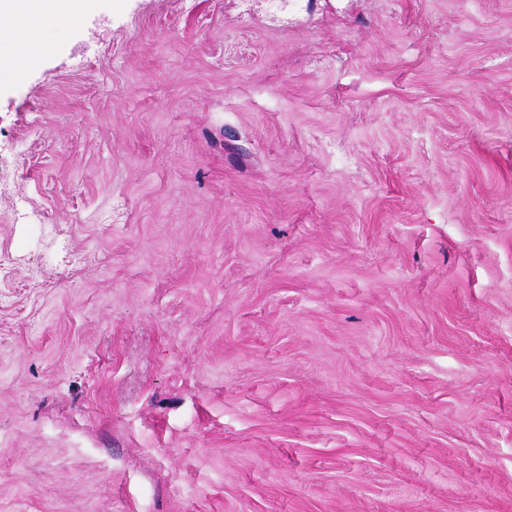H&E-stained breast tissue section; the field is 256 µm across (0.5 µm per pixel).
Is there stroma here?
I'll return each instance as SVG.
<instances>
[{
	"mask_svg": "<svg viewBox=\"0 0 512 512\" xmlns=\"http://www.w3.org/2000/svg\"><path fill=\"white\" fill-rule=\"evenodd\" d=\"M267 11L0 86V512H512V0Z\"/></svg>",
	"mask_w": 512,
	"mask_h": 512,
	"instance_id": "35a3bbf8",
	"label": "stroma"
}]
</instances>
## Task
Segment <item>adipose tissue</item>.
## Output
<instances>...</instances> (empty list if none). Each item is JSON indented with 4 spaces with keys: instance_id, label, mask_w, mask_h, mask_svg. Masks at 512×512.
<instances>
[{
    "instance_id": "ef3b65f1",
    "label": "adipose tissue",
    "mask_w": 512,
    "mask_h": 512,
    "mask_svg": "<svg viewBox=\"0 0 512 512\" xmlns=\"http://www.w3.org/2000/svg\"><path fill=\"white\" fill-rule=\"evenodd\" d=\"M99 0H0V83L20 77L24 61L43 53L52 24L81 22Z\"/></svg>"
}]
</instances>
